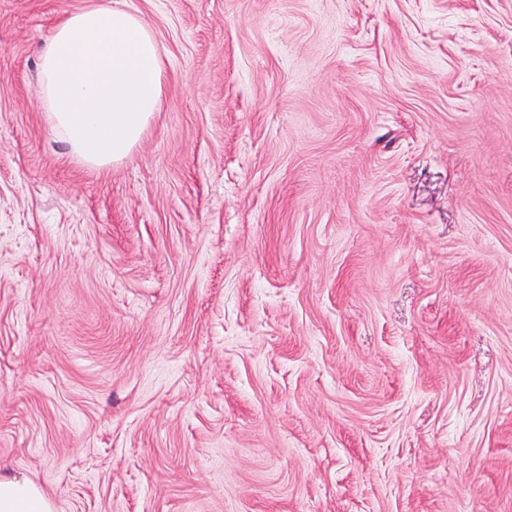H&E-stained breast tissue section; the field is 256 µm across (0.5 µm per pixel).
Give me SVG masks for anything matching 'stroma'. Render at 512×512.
I'll return each mask as SVG.
<instances>
[{"label":"stroma","instance_id":"stroma-1","mask_svg":"<svg viewBox=\"0 0 512 512\" xmlns=\"http://www.w3.org/2000/svg\"><path fill=\"white\" fill-rule=\"evenodd\" d=\"M0 0V469L56 512H512V0H125L163 110L72 159Z\"/></svg>","mask_w":512,"mask_h":512}]
</instances>
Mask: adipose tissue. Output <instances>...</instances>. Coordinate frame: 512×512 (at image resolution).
Here are the masks:
<instances>
[{"mask_svg": "<svg viewBox=\"0 0 512 512\" xmlns=\"http://www.w3.org/2000/svg\"><path fill=\"white\" fill-rule=\"evenodd\" d=\"M155 37L132 10L91 0L59 21L39 57L41 101L73 157L107 168L127 158L162 109ZM0 512H54L29 480L0 474Z\"/></svg>", "mask_w": 512, "mask_h": 512, "instance_id": "obj_1", "label": "adipose tissue"}]
</instances>
